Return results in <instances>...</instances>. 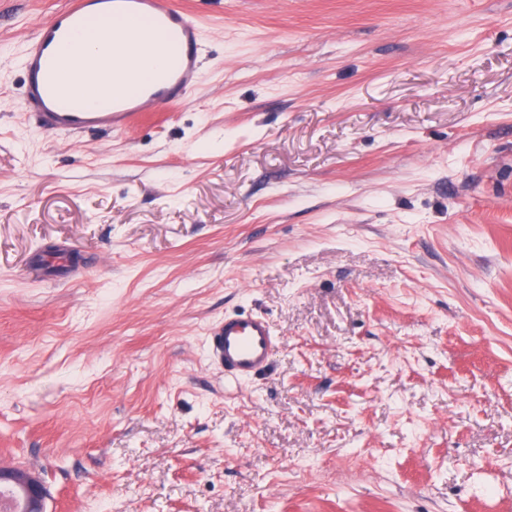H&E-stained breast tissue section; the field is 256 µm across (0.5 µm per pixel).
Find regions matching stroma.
Returning <instances> with one entry per match:
<instances>
[{
	"mask_svg": "<svg viewBox=\"0 0 512 512\" xmlns=\"http://www.w3.org/2000/svg\"><path fill=\"white\" fill-rule=\"evenodd\" d=\"M67 2L0 0V466L46 512H512V0H172L188 100L75 136L23 107ZM238 312L281 338L239 383ZM280 342L269 321L254 314L224 316L209 332V351L235 381L251 379L264 370ZM0 482L10 484L20 502L21 510L26 512H45L47 491L36 477L21 470L0 467Z\"/></svg>",
	"mask_w": 512,
	"mask_h": 512,
	"instance_id": "obj_1",
	"label": "stroma"
}]
</instances>
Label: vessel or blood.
<instances>
[{"label":"vessel or blood","mask_w":512,"mask_h":512,"mask_svg":"<svg viewBox=\"0 0 512 512\" xmlns=\"http://www.w3.org/2000/svg\"><path fill=\"white\" fill-rule=\"evenodd\" d=\"M146 31L154 36L153 47L166 56L167 65L137 89L116 84L96 97L62 80V58L82 34L103 39L120 61ZM200 34L197 20L168 0H70L25 43V103L53 134L125 130L146 105L185 101L198 83ZM278 342L269 321L249 313L225 316L210 330L208 346L225 376L243 381L268 366Z\"/></svg>","instance_id":"obj_1"}]
</instances>
